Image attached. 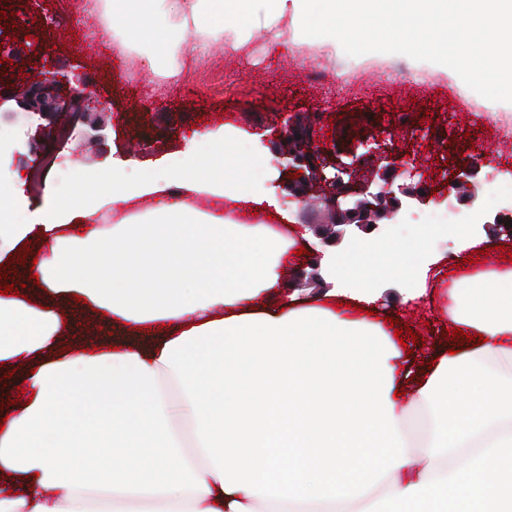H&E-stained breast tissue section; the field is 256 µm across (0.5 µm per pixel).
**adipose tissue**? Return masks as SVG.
I'll list each match as a JSON object with an SVG mask.
<instances>
[{"label": "adipose tissue", "mask_w": 512, "mask_h": 512, "mask_svg": "<svg viewBox=\"0 0 512 512\" xmlns=\"http://www.w3.org/2000/svg\"><path fill=\"white\" fill-rule=\"evenodd\" d=\"M104 13L144 39L154 71L189 29L235 50L262 27L285 52L372 31L378 49L512 110V0H104ZM243 141L226 125L161 172H95L33 220L0 182V267L26 243L47 248L23 274L44 300L0 296V367H25L29 392L0 426V473L25 488L0 494V512H512V267L479 254L441 290L449 257L478 241L456 225L445 254L439 227L402 224L384 260L328 255L337 288L299 300L284 274L302 235L282 232L289 213L263 190L274 157ZM200 196L209 210L192 207ZM107 211L122 222L102 224ZM381 278L473 336L419 376L412 406L374 317ZM59 297L108 312L113 350L67 345L80 315L56 311Z\"/></svg>", "instance_id": "ef3b65f1"}]
</instances>
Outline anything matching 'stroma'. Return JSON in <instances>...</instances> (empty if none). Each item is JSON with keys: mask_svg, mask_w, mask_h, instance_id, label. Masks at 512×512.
<instances>
[{"mask_svg": "<svg viewBox=\"0 0 512 512\" xmlns=\"http://www.w3.org/2000/svg\"><path fill=\"white\" fill-rule=\"evenodd\" d=\"M37 9L49 22L47 28L29 30L30 37L44 44L37 68L80 77L112 112L105 141L94 148L75 137L59 139L52 121L28 120L15 102H8L7 112L0 114V128L15 129L16 137L13 150L0 156V168L31 171L43 149L52 145L58 155L75 159L80 169L114 166L138 174L176 159L192 134L226 124L259 134L284 110L319 112L327 119L345 113L365 115L373 118L384 139L410 136L423 142L407 171L410 183L433 193L429 205L407 203L398 214L383 219L371 233L372 241L391 238L401 217L420 216L449 204L460 216L478 213L471 227L474 236L492 247L512 248V239L497 237L485 227L498 212L512 208L511 196L499 197L491 206H470L449 194L432 174L444 142L453 141L462 154L479 142L488 151L479 175L482 186L512 182V136L504 134L512 129V112L490 111L477 90L430 69L410 67L394 49H327L305 41L283 53L264 28L252 30L235 50L199 42L186 33L172 67L157 74L142 67L135 49L113 37L95 0H37ZM318 68L329 70L325 82L311 81L310 72ZM460 112L467 120L458 127L453 116ZM141 138L151 141L150 151L132 149V142ZM379 287L381 316L398 318L399 328L411 329L417 337L406 357L412 370L425 367L439 347L466 344V337L448 336L445 323L433 320L424 307L404 303L400 281L383 280Z\"/></svg>", "mask_w": 512, "mask_h": 512, "instance_id": "obj_1", "label": "stroma"}]
</instances>
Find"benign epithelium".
Returning a JSON list of instances; mask_svg holds the SVG:
<instances>
[{
    "label": "benign epithelium",
    "mask_w": 512,
    "mask_h": 512,
    "mask_svg": "<svg viewBox=\"0 0 512 512\" xmlns=\"http://www.w3.org/2000/svg\"><path fill=\"white\" fill-rule=\"evenodd\" d=\"M41 53V48L20 39L18 32L0 28V56L18 64L31 62ZM55 83L54 73H40L22 92L8 95L0 80V107L13 100L22 111L40 116L76 112L84 125V139L89 143L100 142L102 113L89 111L91 97L79 88L60 96L55 92ZM272 135L278 143L286 144L274 150L279 166L284 171L299 172V178L286 182L285 189L298 200L303 223L313 226L315 235L325 246L336 244V239L342 236L336 231L338 226L371 233V229L377 228V221L401 208L403 197L421 204L429 201L422 186L398 182L407 167L406 159L386 143L371 147L369 141L361 140L359 145L367 147V152H352L348 163L332 162L329 155L336 153V141L325 139L315 120H305L292 112L278 113ZM483 165L482 155H471L458 165L455 183L468 187L470 204L477 199L478 175ZM316 188L321 191L323 208L330 215L328 224L318 223L319 215L308 207V196ZM310 268L312 272L303 270L297 275L296 287L312 290L320 287L318 262H312Z\"/></svg>",
    "instance_id": "7a95c632"
}]
</instances>
